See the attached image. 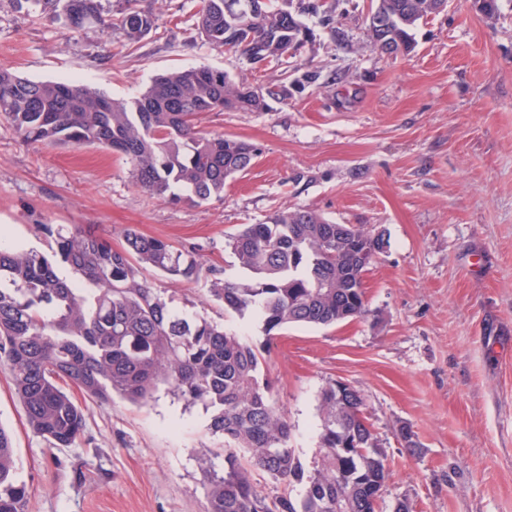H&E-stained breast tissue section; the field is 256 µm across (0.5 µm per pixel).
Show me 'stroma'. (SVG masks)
<instances>
[{
  "instance_id": "obj_1",
  "label": "stroma",
  "mask_w": 512,
  "mask_h": 512,
  "mask_svg": "<svg viewBox=\"0 0 512 512\" xmlns=\"http://www.w3.org/2000/svg\"><path fill=\"white\" fill-rule=\"evenodd\" d=\"M324 4L334 24L301 14L304 46L256 69L190 38L200 0H138L158 29L134 45L118 28L78 35L0 0V69L30 79L130 99L155 75L205 65L288 89L262 112L202 115L203 131L246 140L260 155L227 181L223 200L200 205L150 197L109 150L29 143L0 120V227L11 247L43 252L41 222L90 227L116 249L133 228L195 250L198 281L153 270L147 279L261 352L305 467L317 458L319 393L342 380L362 392L386 451L380 512L403 497L414 512H512V0H498L491 17L473 0H448L415 28L414 49L396 55L372 43V0ZM295 208L385 230L389 246L364 274L365 316L269 335L255 317L225 310L209 272L241 278L229 236ZM62 387L86 426L78 445L56 449L30 430L0 361V426L13 439L27 512H207L197 456L221 439L202 405L165 385L144 405ZM402 423L419 453L397 441Z\"/></svg>"
}]
</instances>
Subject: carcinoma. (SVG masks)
Here are the masks:
<instances>
[{"instance_id":"carcinoma-1","label":"carcinoma","mask_w":512,"mask_h":512,"mask_svg":"<svg viewBox=\"0 0 512 512\" xmlns=\"http://www.w3.org/2000/svg\"><path fill=\"white\" fill-rule=\"evenodd\" d=\"M41 15L86 16L69 22L121 29L130 43L157 30L156 18L122 0L111 18L101 0H26ZM226 0H202L193 38L213 49H234L262 67L297 52L306 28L293 0H263L240 21L224 11ZM396 24L391 52L412 48L411 30L435 13L434 0H383ZM286 92L270 90L273 97ZM266 95V96H268ZM266 96L208 67L173 70L154 78L129 100H115L70 81H36L0 69V118L25 141L93 145L121 153L136 183L154 198L199 205L224 197L227 180L248 171L258 148L198 127L206 112H262ZM301 209L276 211L262 224H246L228 249L245 276L211 280L210 292L241 316L260 317L266 332L287 324L332 326L343 312H367L364 288L336 287L347 273L361 275L356 252L336 242V225ZM40 228L51 252L0 248V359L9 367L16 395L32 431L54 448H70L84 435L82 408L56 385L67 378L102 402L118 394L132 402L153 398L161 384L190 404L212 411L211 430L224 439V471L204 448L198 463L208 482L207 512H377L367 483L389 479L382 446L367 429L346 426L357 396L336 395L332 383L319 394V458L303 467L290 445L288 420L261 377L263 358L237 335L191 315L162 297L143 276L149 267L192 282L202 267L193 251L133 229L121 250L79 225ZM365 450L361 454L357 449ZM259 470L288 487L272 503L253 483ZM297 485L302 493L291 494ZM28 490L17 479L12 437L0 428V512H26Z\"/></svg>"}]
</instances>
